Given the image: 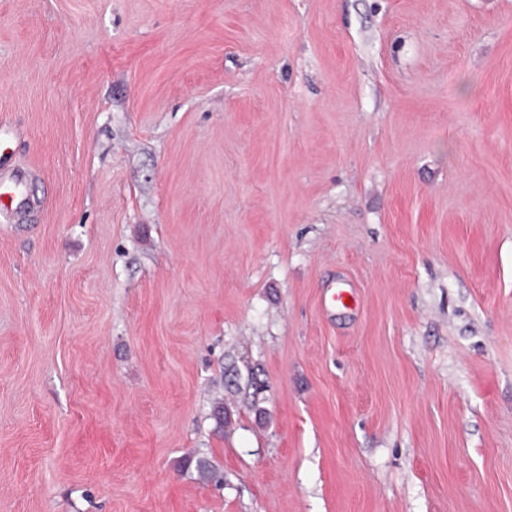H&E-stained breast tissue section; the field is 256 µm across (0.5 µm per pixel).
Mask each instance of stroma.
Returning <instances> with one entry per match:
<instances>
[{"instance_id":"obj_1","label":"stroma","mask_w":512,"mask_h":512,"mask_svg":"<svg viewBox=\"0 0 512 512\" xmlns=\"http://www.w3.org/2000/svg\"><path fill=\"white\" fill-rule=\"evenodd\" d=\"M0 147V512H512V0H0ZM4 199L9 202L10 209L20 210L27 205V196L20 178L0 180V209L7 208Z\"/></svg>"}]
</instances>
